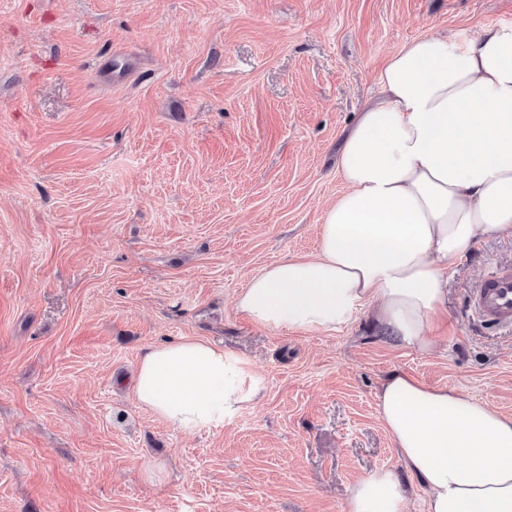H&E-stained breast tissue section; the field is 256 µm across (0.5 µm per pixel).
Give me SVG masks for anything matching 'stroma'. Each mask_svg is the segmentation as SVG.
<instances>
[{
	"instance_id": "35a3bbf8",
	"label": "stroma",
	"mask_w": 512,
	"mask_h": 512,
	"mask_svg": "<svg viewBox=\"0 0 512 512\" xmlns=\"http://www.w3.org/2000/svg\"><path fill=\"white\" fill-rule=\"evenodd\" d=\"M489 23L512 24V0H0V512H346L381 468L422 512L375 393L401 370L512 417V329L469 302L512 238L449 265L430 353L364 311L259 327L236 297L316 252L384 60ZM117 52L135 69L101 82ZM183 336L260 381L222 428L170 427L128 385Z\"/></svg>"
}]
</instances>
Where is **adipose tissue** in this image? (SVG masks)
Listing matches in <instances>:
<instances>
[{"label": "adipose tissue", "instance_id": "1", "mask_svg": "<svg viewBox=\"0 0 512 512\" xmlns=\"http://www.w3.org/2000/svg\"><path fill=\"white\" fill-rule=\"evenodd\" d=\"M381 95L337 155L346 189L325 208L318 248L266 267L237 296L260 327L333 330L369 309L379 335L422 352L448 316V265L483 236L512 237V24L459 44L416 39L385 62ZM139 405L181 430L220 428L259 381L223 346L182 337L148 349ZM376 411L423 512H512V418L395 371ZM387 469L359 481L347 512H406Z\"/></svg>", "mask_w": 512, "mask_h": 512}]
</instances>
